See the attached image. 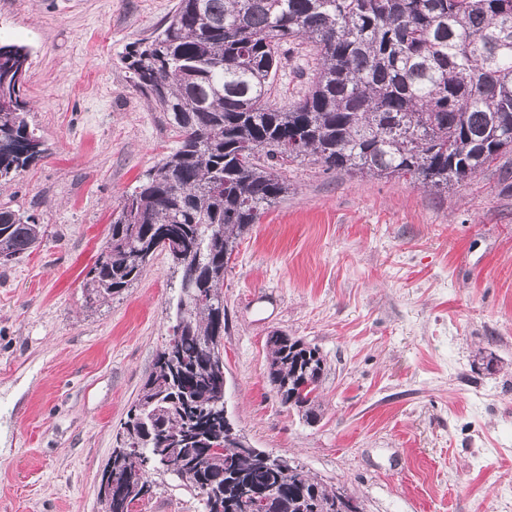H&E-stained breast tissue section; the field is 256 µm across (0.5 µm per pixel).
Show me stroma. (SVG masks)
<instances>
[{
  "mask_svg": "<svg viewBox=\"0 0 512 512\" xmlns=\"http://www.w3.org/2000/svg\"><path fill=\"white\" fill-rule=\"evenodd\" d=\"M175 3L0 0V32L31 52L22 96L48 147L0 186L47 229L0 266V512H98L100 468L168 334L166 255L108 304L87 306L81 285L121 196L177 145L122 62ZM285 54L281 104L314 65L306 47ZM283 175L287 196L224 276L236 428L363 512H512V154L443 193L310 162ZM277 331L325 359L314 421L268 383ZM134 512L201 509L162 479Z\"/></svg>",
  "mask_w": 512,
  "mask_h": 512,
  "instance_id": "35a3bbf8",
  "label": "stroma"
}]
</instances>
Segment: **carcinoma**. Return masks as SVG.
<instances>
[{
	"mask_svg": "<svg viewBox=\"0 0 512 512\" xmlns=\"http://www.w3.org/2000/svg\"><path fill=\"white\" fill-rule=\"evenodd\" d=\"M306 44L308 91L271 90L283 45ZM27 46L0 40V180L38 161L44 141L16 87ZM126 69L178 134L176 148L112 211L82 288L93 306L121 295L158 254L179 296L170 334L117 432L107 483L136 500L167 475L205 510L240 512L246 490L272 512H361L353 496L290 461L266 463L224 423V274L241 239L288 194L284 166L408 177L442 193L512 152V0H178ZM45 227L0 204V265L36 250ZM281 404L318 416L325 359L286 334L269 339Z\"/></svg>",
	"mask_w": 512,
	"mask_h": 512,
	"instance_id": "cac0c4a2",
	"label": "carcinoma"
}]
</instances>
